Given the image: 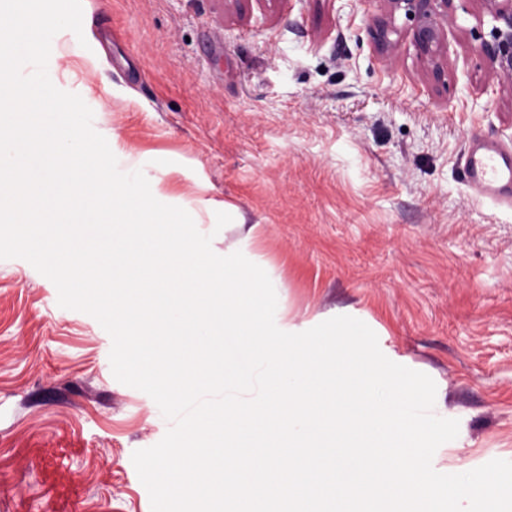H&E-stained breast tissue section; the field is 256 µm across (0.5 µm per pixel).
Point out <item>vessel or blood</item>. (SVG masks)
Instances as JSON below:
<instances>
[{
  "instance_id": "obj_1",
  "label": "vessel or blood",
  "mask_w": 512,
  "mask_h": 512,
  "mask_svg": "<svg viewBox=\"0 0 512 512\" xmlns=\"http://www.w3.org/2000/svg\"><path fill=\"white\" fill-rule=\"evenodd\" d=\"M462 162L466 184L473 192L512 206V147L475 137Z\"/></svg>"
}]
</instances>
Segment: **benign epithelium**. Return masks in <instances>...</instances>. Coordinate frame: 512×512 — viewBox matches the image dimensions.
Listing matches in <instances>:
<instances>
[{
  "instance_id": "1",
  "label": "benign epithelium",
  "mask_w": 512,
  "mask_h": 512,
  "mask_svg": "<svg viewBox=\"0 0 512 512\" xmlns=\"http://www.w3.org/2000/svg\"><path fill=\"white\" fill-rule=\"evenodd\" d=\"M390 16L402 12L414 21L412 41L421 55L432 62L434 80L442 78L437 58L447 45L448 15L455 0H386ZM494 22L492 40L481 44L479 52L491 67L506 78L512 76V0H484Z\"/></svg>"
}]
</instances>
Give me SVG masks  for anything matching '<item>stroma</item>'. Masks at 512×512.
Returning a JSON list of instances; mask_svg holds the SVG:
<instances>
[{"instance_id": "1", "label": "stroma", "mask_w": 512, "mask_h": 512, "mask_svg": "<svg viewBox=\"0 0 512 512\" xmlns=\"http://www.w3.org/2000/svg\"><path fill=\"white\" fill-rule=\"evenodd\" d=\"M90 90L121 146L177 155V194L259 227L288 317L353 314L437 386L452 462L512 457V207L477 197L472 136L512 146L492 23L456 0L442 83L386 0H81ZM112 339L0 260V512H151L132 454L169 425L112 373Z\"/></svg>"}]
</instances>
